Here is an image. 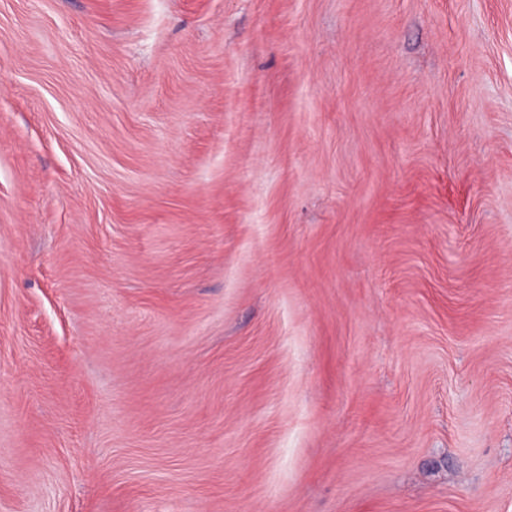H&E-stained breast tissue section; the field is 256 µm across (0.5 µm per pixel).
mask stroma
Segmentation results:
<instances>
[{"label":"stroma","mask_w":512,"mask_h":512,"mask_svg":"<svg viewBox=\"0 0 512 512\" xmlns=\"http://www.w3.org/2000/svg\"><path fill=\"white\" fill-rule=\"evenodd\" d=\"M0 512H512V0H0Z\"/></svg>","instance_id":"1"}]
</instances>
